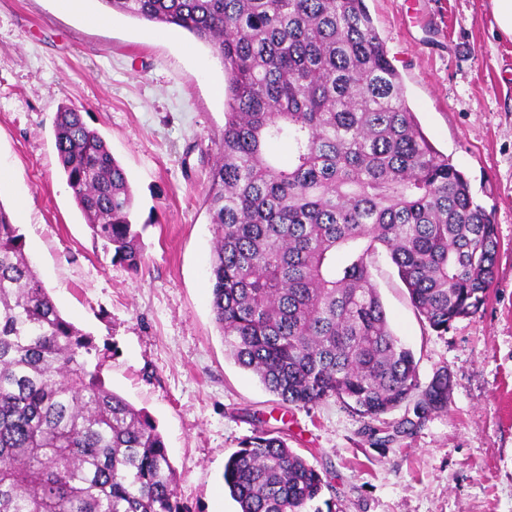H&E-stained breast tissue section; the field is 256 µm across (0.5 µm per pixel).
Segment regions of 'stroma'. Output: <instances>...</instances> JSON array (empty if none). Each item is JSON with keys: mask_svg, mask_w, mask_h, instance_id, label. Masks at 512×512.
I'll return each instance as SVG.
<instances>
[{"mask_svg": "<svg viewBox=\"0 0 512 512\" xmlns=\"http://www.w3.org/2000/svg\"><path fill=\"white\" fill-rule=\"evenodd\" d=\"M428 141L468 177L501 248L489 297L438 333L418 316L385 250L372 278L448 409L402 404L367 423L338 401L286 407L226 354L211 311L205 197L224 133V68L188 33L109 12L100 0H0V203L63 316L105 355L106 386L162 434L190 512H238L224 462L280 428L328 483L331 512H512V40L491 0H366ZM77 106L125 169L144 262H113L63 176L53 120Z\"/></svg>", "mask_w": 512, "mask_h": 512, "instance_id": "obj_1", "label": "stroma"}]
</instances>
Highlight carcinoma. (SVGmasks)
Segmentation results:
<instances>
[{"label": "carcinoma", "mask_w": 512, "mask_h": 512, "mask_svg": "<svg viewBox=\"0 0 512 512\" xmlns=\"http://www.w3.org/2000/svg\"><path fill=\"white\" fill-rule=\"evenodd\" d=\"M176 26L225 73L224 137L206 204L211 307L227 354L285 406L329 398L375 420L415 398L448 409V367L426 386L372 281L386 251L437 331L475 314L499 240L465 175L427 140L365 0H100ZM58 161L112 261L138 270L134 194L72 105ZM288 141V160L271 148ZM91 336L66 320L0 203V512H188L157 426L105 385ZM238 512H307L327 483L262 429L224 464Z\"/></svg>", "instance_id": "1"}]
</instances>
